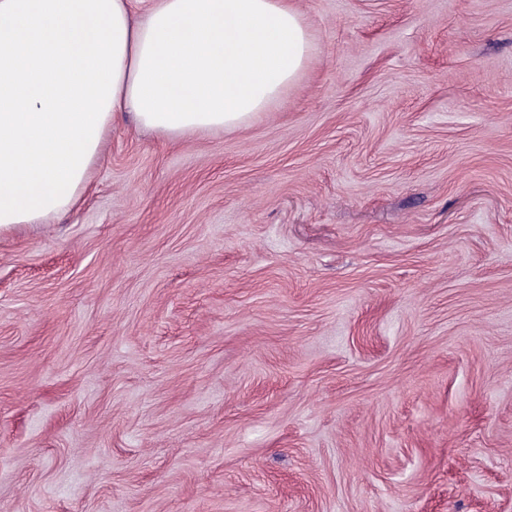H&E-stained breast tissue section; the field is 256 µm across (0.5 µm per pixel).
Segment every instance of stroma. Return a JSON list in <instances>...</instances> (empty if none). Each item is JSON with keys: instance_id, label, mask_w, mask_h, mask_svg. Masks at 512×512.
<instances>
[{"instance_id": "1", "label": "stroma", "mask_w": 512, "mask_h": 512, "mask_svg": "<svg viewBox=\"0 0 512 512\" xmlns=\"http://www.w3.org/2000/svg\"><path fill=\"white\" fill-rule=\"evenodd\" d=\"M294 2L268 112L0 235V512H512V0Z\"/></svg>"}]
</instances>
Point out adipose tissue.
Instances as JSON below:
<instances>
[{
  "label": "adipose tissue",
  "instance_id": "1",
  "mask_svg": "<svg viewBox=\"0 0 512 512\" xmlns=\"http://www.w3.org/2000/svg\"><path fill=\"white\" fill-rule=\"evenodd\" d=\"M314 53L289 0H0V232L76 205L113 120L247 125Z\"/></svg>",
  "mask_w": 512,
  "mask_h": 512
}]
</instances>
